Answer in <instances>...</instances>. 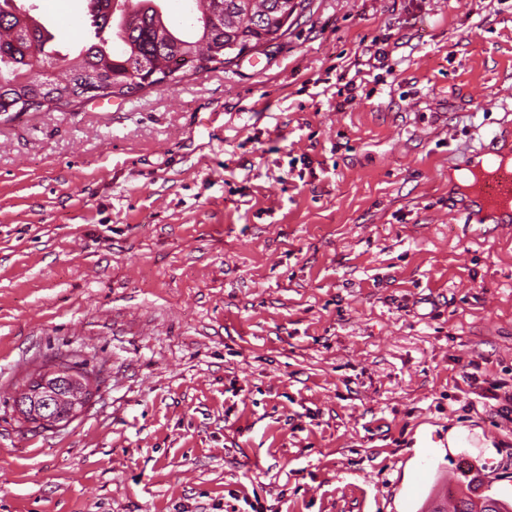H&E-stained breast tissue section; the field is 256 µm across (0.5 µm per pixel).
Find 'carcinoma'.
I'll use <instances>...</instances> for the list:
<instances>
[{"instance_id":"carcinoma-1","label":"carcinoma","mask_w":512,"mask_h":512,"mask_svg":"<svg viewBox=\"0 0 512 512\" xmlns=\"http://www.w3.org/2000/svg\"><path fill=\"white\" fill-rule=\"evenodd\" d=\"M0 0V113L25 106L39 112L79 98L111 100L132 96L128 74L144 63L161 62L162 77L205 73L234 64L259 50L265 36L288 33L280 5L288 0H191L193 21L182 31L169 24L160 0H84L94 33L75 55L50 47L52 34L27 12ZM38 47L56 64L49 79L27 75L28 50Z\"/></svg>"}]
</instances>
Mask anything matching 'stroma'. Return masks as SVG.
I'll list each match as a JSON object with an SVG mask.
<instances>
[{
	"label": "stroma",
	"mask_w": 512,
	"mask_h": 512,
	"mask_svg": "<svg viewBox=\"0 0 512 512\" xmlns=\"http://www.w3.org/2000/svg\"><path fill=\"white\" fill-rule=\"evenodd\" d=\"M33 2L74 53L83 0ZM511 122L512 0H306L236 65L0 115V512L512 504V235L449 177ZM58 359L96 390L36 430Z\"/></svg>",
	"instance_id": "obj_1"
}]
</instances>
